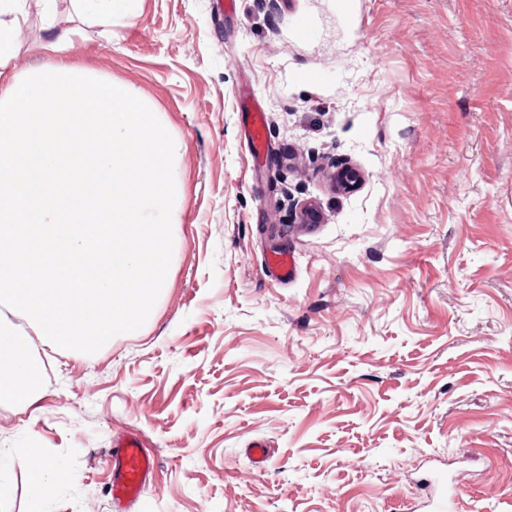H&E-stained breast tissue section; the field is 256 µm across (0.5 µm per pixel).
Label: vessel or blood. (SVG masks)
Here are the masks:
<instances>
[{
	"label": "vessel or blood",
	"mask_w": 512,
	"mask_h": 512,
	"mask_svg": "<svg viewBox=\"0 0 512 512\" xmlns=\"http://www.w3.org/2000/svg\"><path fill=\"white\" fill-rule=\"evenodd\" d=\"M112 496L119 501H134L145 490L154 474V460L137 434L115 443L112 458Z\"/></svg>",
	"instance_id": "b4317fda"
}]
</instances>
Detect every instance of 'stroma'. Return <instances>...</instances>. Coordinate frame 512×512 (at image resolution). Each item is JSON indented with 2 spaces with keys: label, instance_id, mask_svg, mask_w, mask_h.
<instances>
[{
  "label": "stroma",
  "instance_id": "stroma-1",
  "mask_svg": "<svg viewBox=\"0 0 512 512\" xmlns=\"http://www.w3.org/2000/svg\"><path fill=\"white\" fill-rule=\"evenodd\" d=\"M132 8L105 35L70 0L55 21L75 65L180 140L182 220L145 324L48 353L42 397L0 404V448L79 476L48 483L45 512H121L125 432L155 459L130 512H431L443 471L466 489L454 512H512V0ZM19 23L21 76L53 53L35 0ZM345 166L361 181L339 193ZM35 485L1 465L0 512Z\"/></svg>",
  "mask_w": 512,
  "mask_h": 512
}]
</instances>
